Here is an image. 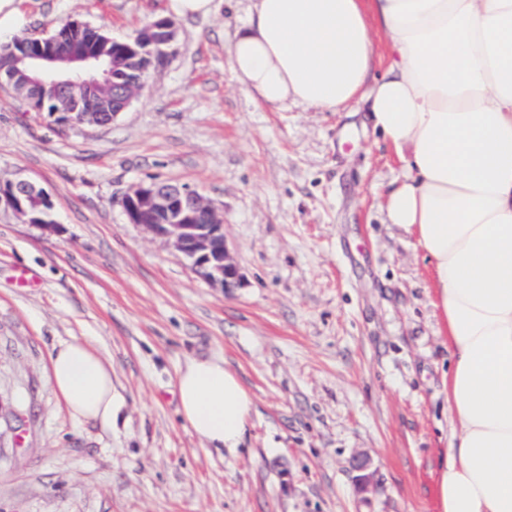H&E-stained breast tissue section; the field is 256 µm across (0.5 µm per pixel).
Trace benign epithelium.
I'll list each match as a JSON object with an SVG mask.
<instances>
[{
	"mask_svg": "<svg viewBox=\"0 0 512 512\" xmlns=\"http://www.w3.org/2000/svg\"><path fill=\"white\" fill-rule=\"evenodd\" d=\"M177 32L168 19L152 22L140 38L156 66L145 68L123 84L112 86V116L115 120L131 105L133 97L146 85L153 71L168 65ZM25 80L10 83L25 99L46 83L57 90L61 111L53 113L57 123L70 126H101L104 115L79 112L81 97L89 95L99 84V75H108L99 64V56L77 46L65 52L32 54L21 60ZM48 202L45 192L26 178L0 182V204L17 217L42 229L55 232L52 221H38L31 206ZM129 223L144 227L170 242L206 281L230 288L239 281V273L224 239V219L218 210L197 191L178 183L162 180L143 181L132 186L122 199Z\"/></svg>",
	"mask_w": 512,
	"mask_h": 512,
	"instance_id": "obj_1",
	"label": "benign epithelium"
}]
</instances>
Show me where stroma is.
I'll return each mask as SVG.
<instances>
[{
	"mask_svg": "<svg viewBox=\"0 0 512 512\" xmlns=\"http://www.w3.org/2000/svg\"><path fill=\"white\" fill-rule=\"evenodd\" d=\"M215 4L175 19L169 64L107 126L59 125L0 88V180L34 181L59 227L0 209V512H437L452 352L429 265L382 209L403 163L359 102L254 100L225 49L247 0ZM24 8L27 37L75 19L120 40L170 16L168 0ZM150 179L219 207L240 287L128 223L122 197ZM76 340L112 366L111 421L75 419L52 388L50 354ZM211 357L254 400L233 450L178 413V372Z\"/></svg>",
	"mask_w": 512,
	"mask_h": 512,
	"instance_id": "stroma-1",
	"label": "stroma"
}]
</instances>
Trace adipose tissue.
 I'll use <instances>...</instances> for the list:
<instances>
[{
	"mask_svg": "<svg viewBox=\"0 0 512 512\" xmlns=\"http://www.w3.org/2000/svg\"><path fill=\"white\" fill-rule=\"evenodd\" d=\"M388 63L372 75L373 33ZM227 56L235 81L275 108L368 105L405 164L388 223L431 264L453 426L439 512H512V0H251ZM73 417L111 420L112 366L80 341L50 356ZM184 427L237 448L254 402L223 359L176 378Z\"/></svg>",
	"mask_w": 512,
	"mask_h": 512,
	"instance_id": "ef3b65f1",
	"label": "adipose tissue"
}]
</instances>
